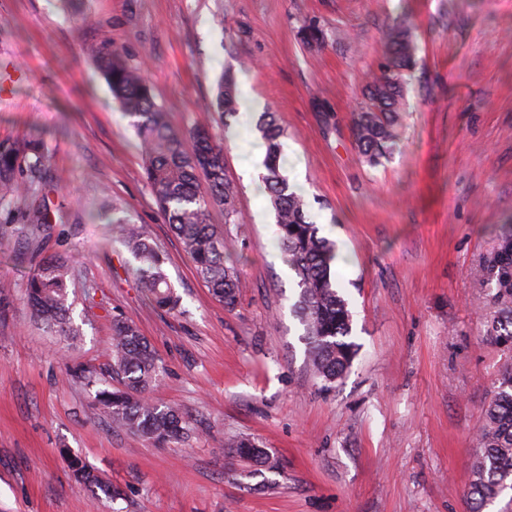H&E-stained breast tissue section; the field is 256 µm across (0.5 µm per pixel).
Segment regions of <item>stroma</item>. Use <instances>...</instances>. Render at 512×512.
<instances>
[{
    "mask_svg": "<svg viewBox=\"0 0 512 512\" xmlns=\"http://www.w3.org/2000/svg\"><path fill=\"white\" fill-rule=\"evenodd\" d=\"M403 15L418 64L401 145L372 167L352 118ZM313 21L317 46L299 34ZM99 44L144 65L172 126L209 125L223 146L240 221L225 223L220 206L208 221L239 264L234 309L164 223L135 133L88 53ZM243 59L285 132L291 183L347 258L335 276L357 353L328 389L306 363L274 212L245 178L261 174V152L234 145L215 110L221 72ZM37 132L48 204L65 219L43 242L0 243V512H468L476 429L505 361L486 337L491 290L471 271L512 224V0H0V140ZM115 208L164 251L180 311L154 307L96 223ZM53 253L80 257L73 349L26 297L30 271ZM118 314L162 361L152 398L184 413L180 444L112 430L69 373H106ZM232 435L269 449L280 471L245 477L224 446ZM74 459L116 497L76 482Z\"/></svg>",
    "mask_w": 512,
    "mask_h": 512,
    "instance_id": "obj_1",
    "label": "stroma"
}]
</instances>
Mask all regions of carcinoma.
<instances>
[{
    "mask_svg": "<svg viewBox=\"0 0 512 512\" xmlns=\"http://www.w3.org/2000/svg\"><path fill=\"white\" fill-rule=\"evenodd\" d=\"M412 22L400 17L387 33V51L379 73L367 84L368 103L353 116L355 147L371 166L382 164L399 148L402 111L408 78L417 64V45ZM97 67L113 97L131 119L144 157L146 182L166 223L180 240L184 252L212 295L235 308L243 281L235 260L224 251V234L207 223L209 208L224 206V219L236 221L237 188L224 173V149L209 130L192 126L173 128L154 100L143 70L128 65L110 45L91 49ZM242 107L236 78L221 77L217 111L237 117ZM255 131L265 148L262 191L275 213L278 245L284 262L300 288L295 304L303 326L309 370L329 387L340 379L355 356L351 335L352 315L336 288L333 269L341 254L336 242L320 235L310 219L308 198L290 183L282 152L283 130L273 113L259 116ZM194 148H184L186 139ZM48 148L43 139L0 140V213L11 214L25 192L23 230L34 239H45L53 229L43 182ZM107 223L116 225L120 245L134 260L131 272L154 305L169 311L180 309V297L163 270V257L144 228L115 208ZM75 257L51 254L36 264L27 283V299L37 319L48 329L77 341L69 316L68 282L73 279ZM492 288V306L485 314L486 335L512 351V225L503 226L495 244L478 270ZM109 377L118 382L103 386L97 371L79 365L69 368L91 393L112 427L157 445L178 442L187 435L183 413L173 406L152 401L150 393L160 384L162 363L137 325L118 315L112 317ZM478 446L471 461V480L465 491L470 512H484L506 489H512V362L503 365L497 384L478 428ZM224 447L250 466L248 473L277 472L280 462L255 440L230 436ZM75 480L103 492L108 486L98 473L73 460Z\"/></svg>",
    "mask_w": 512,
    "mask_h": 512,
    "instance_id": "cac0c4a2",
    "label": "carcinoma"
}]
</instances>
